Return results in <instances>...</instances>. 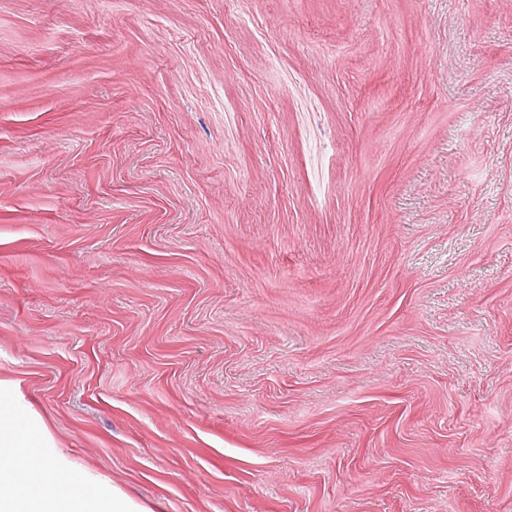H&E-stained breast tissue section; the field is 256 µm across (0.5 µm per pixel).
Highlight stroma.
<instances>
[{
    "mask_svg": "<svg viewBox=\"0 0 512 512\" xmlns=\"http://www.w3.org/2000/svg\"><path fill=\"white\" fill-rule=\"evenodd\" d=\"M0 377L151 512H512V0H0Z\"/></svg>",
    "mask_w": 512,
    "mask_h": 512,
    "instance_id": "obj_1",
    "label": "stroma"
}]
</instances>
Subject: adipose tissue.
I'll return each instance as SVG.
<instances>
[{"mask_svg": "<svg viewBox=\"0 0 512 512\" xmlns=\"http://www.w3.org/2000/svg\"><path fill=\"white\" fill-rule=\"evenodd\" d=\"M17 379L0 378V448L38 447L29 467L9 459L0 460V512H149L133 505L124 493L107 480L82 477L78 489L57 493L62 475L77 470L48 428L31 436L19 426L21 415H35Z\"/></svg>", "mask_w": 512, "mask_h": 512, "instance_id": "1", "label": "adipose tissue"}]
</instances>
